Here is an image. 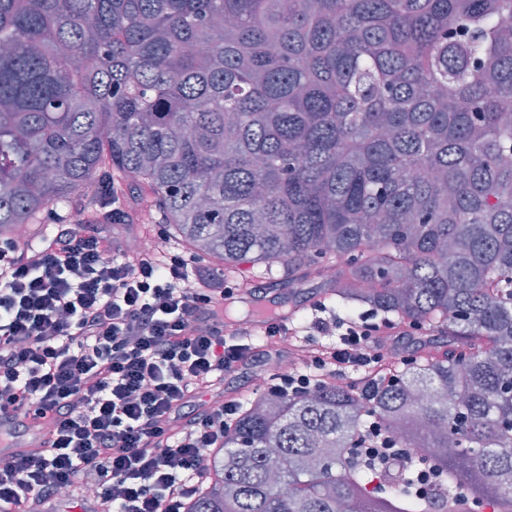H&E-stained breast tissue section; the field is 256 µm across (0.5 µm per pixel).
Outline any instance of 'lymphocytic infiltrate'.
<instances>
[{
    "mask_svg": "<svg viewBox=\"0 0 512 512\" xmlns=\"http://www.w3.org/2000/svg\"><path fill=\"white\" fill-rule=\"evenodd\" d=\"M195 260L126 247L103 228L58 225L43 245L0 241V419L36 448L0 456V512H43L67 499L81 512H186L224 446L240 405L218 398L225 376L255 363L253 320L224 330L234 298ZM336 341L272 319L264 337H288L294 367L269 394L334 384L372 399L394 377L383 352L419 325L369 317L318 318Z\"/></svg>",
    "mask_w": 512,
    "mask_h": 512,
    "instance_id": "lymphocytic-infiltrate-1",
    "label": "lymphocytic infiltrate"
}]
</instances>
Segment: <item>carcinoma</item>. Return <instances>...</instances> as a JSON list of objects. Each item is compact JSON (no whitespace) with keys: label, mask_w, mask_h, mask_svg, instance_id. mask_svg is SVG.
Instances as JSON below:
<instances>
[{"label":"carcinoma","mask_w":512,"mask_h":512,"mask_svg":"<svg viewBox=\"0 0 512 512\" xmlns=\"http://www.w3.org/2000/svg\"><path fill=\"white\" fill-rule=\"evenodd\" d=\"M510 156L512 0H0V236L131 184L217 274L448 336L369 402L243 400L187 512H419L425 463L512 512ZM373 421L431 452L371 494Z\"/></svg>","instance_id":"obj_1"}]
</instances>
